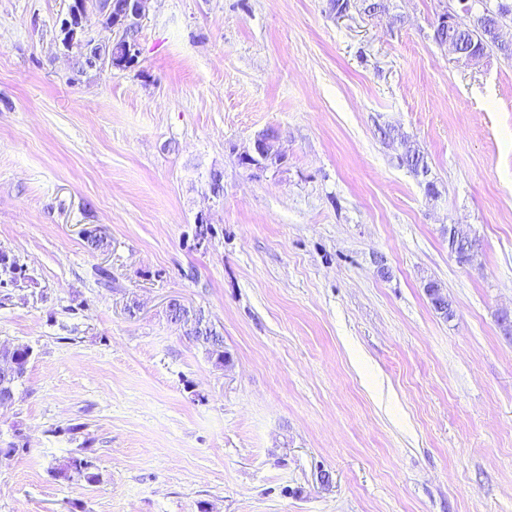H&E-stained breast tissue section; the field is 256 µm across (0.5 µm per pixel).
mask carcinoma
<instances>
[{"label": "carcinoma", "instance_id": "1", "mask_svg": "<svg viewBox=\"0 0 512 512\" xmlns=\"http://www.w3.org/2000/svg\"><path fill=\"white\" fill-rule=\"evenodd\" d=\"M472 8L463 11L460 25L450 29V34L457 36L465 48L473 53L484 54L492 48H502L497 38V30L505 26L506 20L512 21V3L508 0H468ZM63 46L68 50H76L81 63L89 68L114 67L126 69L135 63V60L112 56V48L88 47L83 44L80 35H72L70 31H63ZM400 164L406 166L415 177H425L428 166L420 148L411 142H406L404 151L400 156ZM458 246L456 257L461 262L471 259L473 243L468 233L457 230ZM194 321L203 326L200 334L186 333V336L205 347L208 357L214 360L215 365H224V336L215 327L206 321L202 314H192ZM33 356L30 346L0 344V366L9 364L11 374L8 377L0 376V392L16 390L21 385L28 365ZM55 478L63 477L65 481L82 479L88 484L100 482V474L94 471L93 463L85 457L73 456L51 469Z\"/></svg>", "mask_w": 512, "mask_h": 512}]
</instances>
